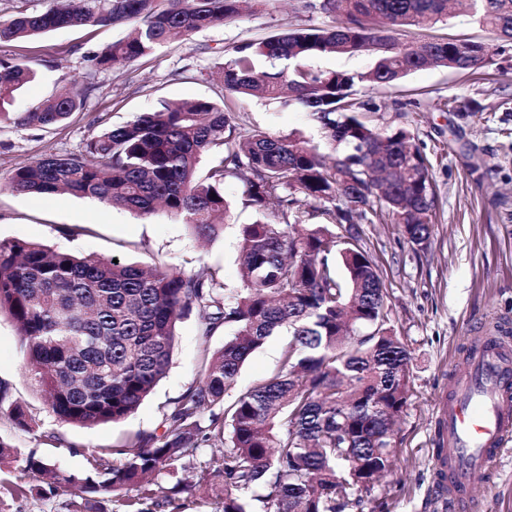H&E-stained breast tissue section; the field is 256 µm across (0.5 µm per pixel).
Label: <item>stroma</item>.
Masks as SVG:
<instances>
[{
  "instance_id": "obj_1",
  "label": "stroma",
  "mask_w": 512,
  "mask_h": 512,
  "mask_svg": "<svg viewBox=\"0 0 512 512\" xmlns=\"http://www.w3.org/2000/svg\"><path fill=\"white\" fill-rule=\"evenodd\" d=\"M327 17L300 10L297 0H249L236 17L189 39L110 71L69 125L39 130L0 125V239H21L82 256H117L144 267L190 273L212 267L221 285L241 288L240 228L257 215L246 203L239 177L226 178L224 196L232 217L223 234L204 244L182 221L165 212L144 218L92 199L69 194L46 198L12 192L15 167L45 154L81 149L102 124H121L160 101H218L217 71L224 51L244 39H260L298 26H322ZM128 25L63 28L28 44L0 43V58L25 55L36 80L19 90L9 110L22 113L44 99L81 85L91 56L123 38ZM383 127L402 126L430 162L436 216L426 245L412 244L394 224H365L361 245L378 265L387 292L391 324L410 352V399L396 427L392 466L374 490L390 512H434L439 423L436 411L455 387L468 348L512 330V41L501 42L491 64L469 79L438 68L417 70L396 90H374ZM474 100L481 117H457V102ZM242 127L275 135L319 140L308 112L257 99L236 102ZM492 173L472 176L473 162ZM230 330L203 336L197 313L176 326L170 365L152 394L126 419L92 428L59 422L26 378L16 330L0 315V382L36 419L27 432L0 414V441L20 449L21 460L0 467V512H69L70 495L25 471L24 455L49 458L66 474L80 473L89 452L121 448L137 435L161 433L173 403L195 384L205 350L223 346ZM284 334H276L246 361L235 386L244 391L275 372ZM478 512H512V458L471 480Z\"/></svg>"
}]
</instances>
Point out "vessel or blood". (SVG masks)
Returning <instances> with one entry per match:
<instances>
[{"mask_svg":"<svg viewBox=\"0 0 512 512\" xmlns=\"http://www.w3.org/2000/svg\"><path fill=\"white\" fill-rule=\"evenodd\" d=\"M439 420L445 444L437 461L445 475L439 497L451 512H475L471 476L493 469L512 450V341L500 340L469 359Z\"/></svg>","mask_w":512,"mask_h":512,"instance_id":"b4317fda","label":"vessel or blood"}]
</instances>
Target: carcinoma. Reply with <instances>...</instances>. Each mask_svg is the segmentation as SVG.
I'll return each mask as SVG.
<instances>
[{
    "label": "carcinoma",
    "instance_id": "obj_1",
    "mask_svg": "<svg viewBox=\"0 0 512 512\" xmlns=\"http://www.w3.org/2000/svg\"><path fill=\"white\" fill-rule=\"evenodd\" d=\"M70 0L45 12L17 9L0 21V42H27L59 28L133 24L93 55V70H114L177 38L239 14L243 0ZM333 24L306 26L225 50L222 101L161 103L106 127L82 150L20 164L16 192H67L149 217L162 208L205 242L223 231L224 181L246 171L248 205L261 218L241 228L244 286L232 297L203 268L186 274L143 269L111 257L78 256L47 245L0 240V314L19 336L31 385L52 413L82 428L134 414L165 377L176 324L197 311L203 335L234 328L205 359L196 384L175 403L164 431L139 435L116 454L93 451L80 475L29 455L25 470L78 489L71 512H96L110 491L126 512H158L171 496L209 488L221 512H346L373 498L391 466L397 417L410 397V355L390 324L379 270L359 245L361 224L389 219L417 245L428 241L436 196L429 163L404 127L379 128L358 92L390 88L427 66L473 76L494 45L450 36L404 41L451 18L453 0H302ZM470 17L494 40H512V0H470ZM364 54V72L313 67L319 56ZM35 73L20 58L0 59V123L51 128L85 103L92 82L20 115L6 111ZM237 97L282 99L306 109L329 153L300 136H275L235 123ZM317 203L312 209L303 201ZM282 223L262 215L270 202ZM341 262L345 278L336 275ZM286 330L275 373L229 405L224 395L248 358ZM30 431L35 421L0 383V412ZM230 446L224 447V439ZM210 447L208 462H195ZM176 478L168 489L158 476Z\"/></svg>",
    "mask_w": 512,
    "mask_h": 512
}]
</instances>
